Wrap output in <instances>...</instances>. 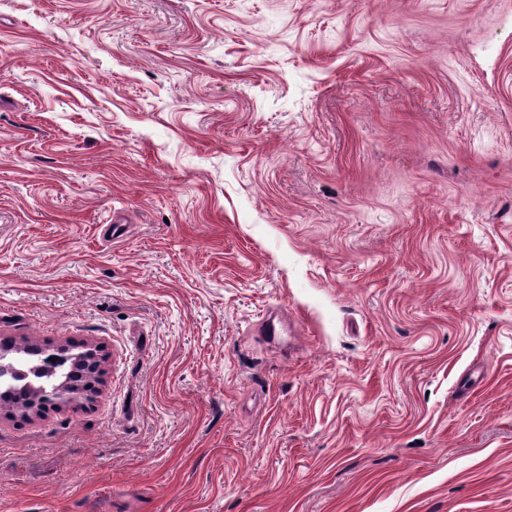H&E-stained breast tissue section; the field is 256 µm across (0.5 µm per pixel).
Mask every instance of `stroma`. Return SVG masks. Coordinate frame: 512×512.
Here are the masks:
<instances>
[{"instance_id": "stroma-1", "label": "stroma", "mask_w": 512, "mask_h": 512, "mask_svg": "<svg viewBox=\"0 0 512 512\" xmlns=\"http://www.w3.org/2000/svg\"><path fill=\"white\" fill-rule=\"evenodd\" d=\"M2 338L0 512H512V0H0ZM4 350H8L12 357H14L17 361H19L25 370L36 369L42 360L41 351L30 344L28 341L23 342V344L19 346H13L9 349H1L0 343V352ZM70 370V366H67L66 369L57 373L53 376H48L46 374L38 375L30 374L29 379L17 380L10 388V390L3 392L5 388L2 385L0 386V407L8 409L10 407H24L35 398V394L31 390V388L27 385V381H32L35 386H51L56 380H65L68 379L72 385L75 382H79L82 380L79 373L68 371Z\"/></svg>"}]
</instances>
